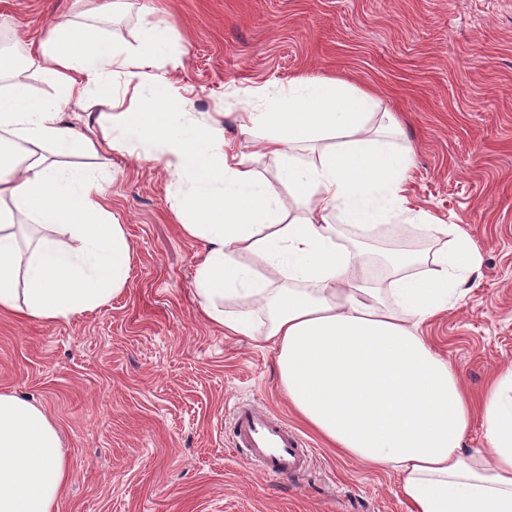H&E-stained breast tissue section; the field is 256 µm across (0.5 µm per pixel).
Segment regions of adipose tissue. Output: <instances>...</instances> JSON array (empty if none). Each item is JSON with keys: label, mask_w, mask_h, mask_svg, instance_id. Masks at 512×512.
<instances>
[{"label": "adipose tissue", "mask_w": 512, "mask_h": 512, "mask_svg": "<svg viewBox=\"0 0 512 512\" xmlns=\"http://www.w3.org/2000/svg\"><path fill=\"white\" fill-rule=\"evenodd\" d=\"M157 36L150 28L138 45H105L93 28L59 20L28 45L54 95L31 94L23 72L0 79V312L49 325L123 292L132 246L103 203L99 176L54 157L152 141L175 160L176 216L202 245V313L225 335L274 352L295 411L342 455L397 473L409 512H512V365L473 405L461 373L420 331L478 286L471 238L435 225L450 247L426 262L397 255L385 285L360 250L336 243L338 220L427 217L412 204L410 150L372 134L376 95L338 77L301 76L267 89L263 111L237 113L236 141L216 121L183 112L149 125L120 111L107 89L119 72L138 106L168 104L171 80L145 74ZM249 152L276 160L301 217H288L247 167ZM477 416L488 445L468 448ZM68 478L46 410L0 392V512H58Z\"/></svg>", "instance_id": "obj_1"}]
</instances>
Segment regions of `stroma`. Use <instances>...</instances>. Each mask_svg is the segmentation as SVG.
Returning a JSON list of instances; mask_svg holds the SVG:
<instances>
[{
  "instance_id": "1",
  "label": "stroma",
  "mask_w": 512,
  "mask_h": 512,
  "mask_svg": "<svg viewBox=\"0 0 512 512\" xmlns=\"http://www.w3.org/2000/svg\"><path fill=\"white\" fill-rule=\"evenodd\" d=\"M87 0H0V35L43 37L51 22L92 24L137 44L153 23L184 54L149 79L174 82L192 117L259 112L255 90L302 75L341 76L375 92L413 149L415 204L456 224L482 257L479 284L422 331L480 397L512 363V0H123L90 19ZM104 180L105 202L132 245L128 284L91 313L45 325L0 314V392L44 407L60 430L70 480L59 512H408L398 476L343 458L288 407L274 353L225 335L193 293L198 241L171 208L166 159L140 145L67 155ZM366 258L388 282L389 253L441 246L422 224L373 234ZM252 401L312 450L296 479L270 480L224 433Z\"/></svg>"
}]
</instances>
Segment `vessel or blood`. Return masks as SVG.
<instances>
[{"label":"vessel or blood","mask_w":512,"mask_h":512,"mask_svg":"<svg viewBox=\"0 0 512 512\" xmlns=\"http://www.w3.org/2000/svg\"><path fill=\"white\" fill-rule=\"evenodd\" d=\"M226 428L242 458L270 477H297L309 466L311 451L300 435L255 403H238Z\"/></svg>","instance_id":"obj_1"}]
</instances>
